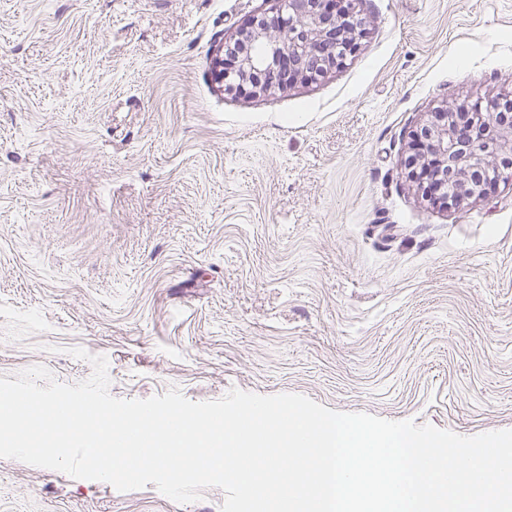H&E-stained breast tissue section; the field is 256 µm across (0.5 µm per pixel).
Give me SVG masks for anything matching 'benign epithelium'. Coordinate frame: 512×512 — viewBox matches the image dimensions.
I'll return each mask as SVG.
<instances>
[{
  "instance_id": "benign-epithelium-1",
  "label": "benign epithelium",
  "mask_w": 512,
  "mask_h": 512,
  "mask_svg": "<svg viewBox=\"0 0 512 512\" xmlns=\"http://www.w3.org/2000/svg\"><path fill=\"white\" fill-rule=\"evenodd\" d=\"M367 21L357 0H278L276 13L256 15L217 60L224 91L265 95L315 82L346 65L360 49ZM408 178L434 205L458 207L512 180V97L487 106L440 108L409 133Z\"/></svg>"
}]
</instances>
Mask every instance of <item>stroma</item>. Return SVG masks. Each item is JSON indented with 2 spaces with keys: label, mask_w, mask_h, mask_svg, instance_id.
Returning a JSON list of instances; mask_svg holds the SVG:
<instances>
[{
  "label": "stroma",
  "mask_w": 512,
  "mask_h": 512,
  "mask_svg": "<svg viewBox=\"0 0 512 512\" xmlns=\"http://www.w3.org/2000/svg\"><path fill=\"white\" fill-rule=\"evenodd\" d=\"M274 0H0V376L187 400L295 393L464 436L512 429V183L409 182L431 112L512 94V0H360L346 65L265 96L215 60ZM217 487L0 458V512H221Z\"/></svg>",
  "instance_id": "35a3bbf8"
}]
</instances>
